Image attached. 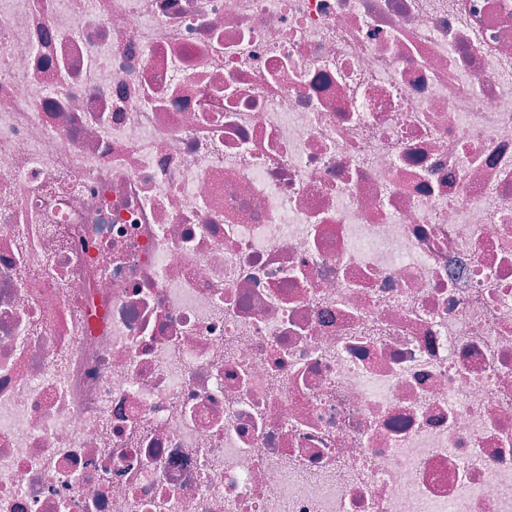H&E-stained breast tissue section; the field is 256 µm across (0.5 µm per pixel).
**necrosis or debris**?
<instances>
[{
  "label": "necrosis or debris",
  "instance_id": "1",
  "mask_svg": "<svg viewBox=\"0 0 512 512\" xmlns=\"http://www.w3.org/2000/svg\"><path fill=\"white\" fill-rule=\"evenodd\" d=\"M0 512H512V0H0Z\"/></svg>",
  "mask_w": 512,
  "mask_h": 512
}]
</instances>
